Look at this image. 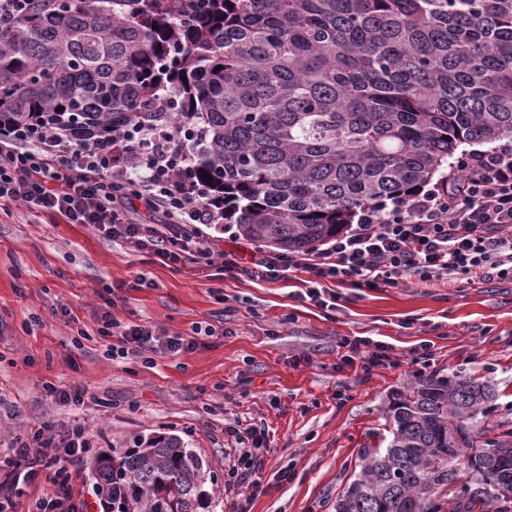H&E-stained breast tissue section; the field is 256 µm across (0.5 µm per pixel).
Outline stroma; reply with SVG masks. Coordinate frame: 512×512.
Masks as SVG:
<instances>
[{"label": "stroma", "mask_w": 512, "mask_h": 512, "mask_svg": "<svg viewBox=\"0 0 512 512\" xmlns=\"http://www.w3.org/2000/svg\"><path fill=\"white\" fill-rule=\"evenodd\" d=\"M121 321L167 335L213 327L195 349L153 364L108 359L96 319L113 287ZM293 280H223L214 267L164 265L87 224L14 206L0 209V448L42 422L84 425L97 451L121 452L142 435H176L202 458L218 512L225 427L261 428L269 453L249 512H334L360 469V452L384 432L393 393L434 373L490 382L499 398L485 429L512 427V281L466 279L394 287L335 285L336 311L296 298ZM386 347L382 364L345 362L347 341ZM430 342L429 360L419 357ZM78 384L76 406L51 400L47 383ZM289 468L291 476L277 472Z\"/></svg>", "instance_id": "1"}]
</instances>
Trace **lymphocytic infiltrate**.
<instances>
[{
	"label": "lymphocytic infiltrate",
	"mask_w": 512,
	"mask_h": 512,
	"mask_svg": "<svg viewBox=\"0 0 512 512\" xmlns=\"http://www.w3.org/2000/svg\"><path fill=\"white\" fill-rule=\"evenodd\" d=\"M143 164L113 162L114 146L78 148L46 138L27 147L17 135L0 136V208L21 206L60 216L69 224H89L100 233L148 251L161 263L211 260L204 229H222L220 215L205 202L197 182L180 180L188 157L175 130L146 131ZM225 276L284 280L300 273L299 299L332 310L333 284L355 288L422 281L512 280V143L461 157L448 179L426 186L384 211L365 208L354 224L303 255L262 252L236 244L221 254ZM96 332L107 340L108 357L151 363L156 354L194 348L181 336L163 338L144 324L118 320L111 311L97 318ZM236 447L224 475L232 512L260 490L265 464L255 427L228 426ZM93 441L84 425L67 432L42 424L14 437L0 453V512H14V501L37 480L50 490L36 499L34 512H81L72 474Z\"/></svg>",
	"instance_id": "f902f5d3"
}]
</instances>
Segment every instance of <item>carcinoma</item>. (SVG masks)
Here are the masks:
<instances>
[{
	"instance_id": "cac0c4a2",
	"label": "carcinoma",
	"mask_w": 512,
	"mask_h": 512,
	"mask_svg": "<svg viewBox=\"0 0 512 512\" xmlns=\"http://www.w3.org/2000/svg\"><path fill=\"white\" fill-rule=\"evenodd\" d=\"M0 29V131L89 147L187 130L180 177L239 233L304 254L431 181L458 147L512 135V0H38ZM208 175L211 180L203 179ZM496 393L431 375L393 394L335 512H512ZM108 512H198L203 461L178 436L87 461ZM448 493L441 503V493Z\"/></svg>"
}]
</instances>
